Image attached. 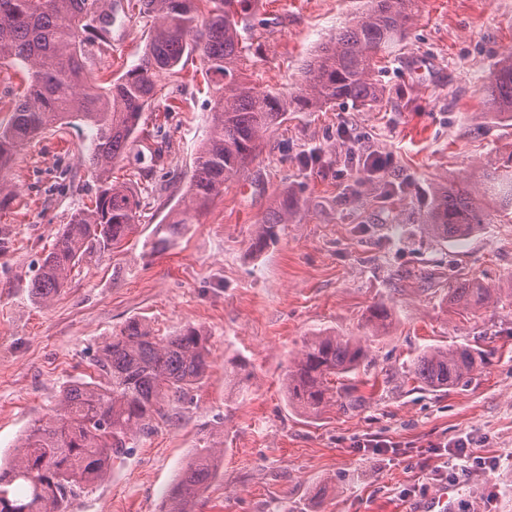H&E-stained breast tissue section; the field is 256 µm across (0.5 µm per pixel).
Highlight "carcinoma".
I'll return each instance as SVG.
<instances>
[{"label":"carcinoma","mask_w":512,"mask_h":512,"mask_svg":"<svg viewBox=\"0 0 512 512\" xmlns=\"http://www.w3.org/2000/svg\"><path fill=\"white\" fill-rule=\"evenodd\" d=\"M95 0H0V61L26 69L24 90L11 101L12 116L0 127V172L39 134L78 123L93 132L84 158L95 179L91 205L58 231L31 281L32 295L50 303L68 285L85 258L105 256L138 230L140 194L112 180V163L143 132L142 118L158 95L157 77L177 74L183 58L200 57L213 84L209 131L195 157L178 208L156 225L151 249L162 253L177 243L186 225L238 176L260 149L264 134L290 112H318L338 101L361 107L382 102L377 74L410 34L419 0H367L336 35L304 61L292 92L262 88L246 75L260 52L250 34L252 0H142L152 17L138 65L103 85L88 70L96 51L112 47V18L92 22ZM482 92L504 121H512V53L500 57ZM512 213V152L481 172L477 182L448 186L426 215L434 237L465 240L487 223L486 209ZM294 200L276 201L255 225L251 246L261 250L288 223ZM493 289L463 279L448 289L450 303L480 308ZM391 313L371 310L374 330L386 328ZM211 349L207 334L184 327L159 339L144 319L129 320L108 337L96 356L97 376L77 380L61 393L44 423L28 429L13 459L0 468V512H67L85 486L104 478L131 440L166 418L164 402L179 401L205 376ZM481 362L468 346H429L408 373L440 391L470 378ZM357 336L318 332L308 337L282 381L288 401L308 414L348 407L354 387L342 379L368 365ZM224 439L196 449L193 461L170 491L165 512H194L195 503L218 469Z\"/></svg>","instance_id":"carcinoma-1"}]
</instances>
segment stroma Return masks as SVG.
Returning <instances> with one entry per match:
<instances>
[{
  "label": "stroma",
  "mask_w": 512,
  "mask_h": 512,
  "mask_svg": "<svg viewBox=\"0 0 512 512\" xmlns=\"http://www.w3.org/2000/svg\"><path fill=\"white\" fill-rule=\"evenodd\" d=\"M362 6L256 0L258 83L294 87L304 59ZM149 27L138 10L117 12L112 48L92 56L93 71L112 78L136 66ZM511 49L512 0H421L379 75L382 107L289 113L176 246L156 254L154 228L177 206L208 132L210 90L199 57H189L179 74L161 75L145 138L112 167L113 180L146 194L137 234L83 262L47 305L29 284L62 224L90 204L95 182L81 155L92 132L64 125L31 140L10 170L16 195L0 210V459L52 415L67 384L93 374L106 338L142 318L159 337L202 328L210 367L69 512H164L212 436L223 437L224 459L195 512H417L451 487L457 512H512V221L491 212L463 244L432 237L424 223L450 181L512 150V126L481 92ZM367 152L382 166L360 164ZM291 190L298 208L254 251L255 224ZM460 277L494 288L492 300L476 310L450 304ZM379 304L392 317L377 331L367 319ZM321 330L364 337L371 367L359 385L364 404L312 416L289 404L282 381ZM430 345H470L483 360L464 385L431 391L404 374ZM460 439L463 472L435 473V447Z\"/></svg>",
  "instance_id": "1"
}]
</instances>
